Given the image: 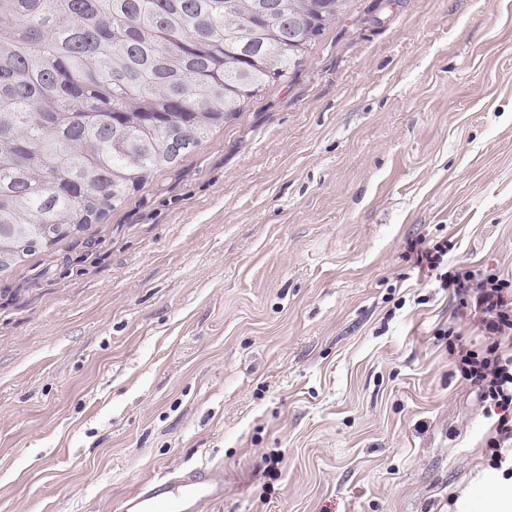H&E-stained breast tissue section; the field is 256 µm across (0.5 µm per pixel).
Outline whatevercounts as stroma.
<instances>
[{
  "label": "stroma",
  "mask_w": 512,
  "mask_h": 512,
  "mask_svg": "<svg viewBox=\"0 0 512 512\" xmlns=\"http://www.w3.org/2000/svg\"><path fill=\"white\" fill-rule=\"evenodd\" d=\"M512 281V0H353L295 78L78 241L0 274V512H501L448 359L477 325L405 255ZM224 499V470L201 467L164 473L117 503L119 512H204Z\"/></svg>",
  "instance_id": "35a3bbf8"
}]
</instances>
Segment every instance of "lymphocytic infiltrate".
Here are the masks:
<instances>
[{
	"instance_id": "1",
	"label": "lymphocytic infiltrate",
	"mask_w": 512,
	"mask_h": 512,
	"mask_svg": "<svg viewBox=\"0 0 512 512\" xmlns=\"http://www.w3.org/2000/svg\"><path fill=\"white\" fill-rule=\"evenodd\" d=\"M446 241L409 245L416 266L451 291L462 313L475 314L489 343L477 350L457 332L448 334V356L476 393L486 415L494 420V437L487 448V464L512 479V282L495 273L450 271Z\"/></svg>"
}]
</instances>
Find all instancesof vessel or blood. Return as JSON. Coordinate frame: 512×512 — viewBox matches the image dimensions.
<instances>
[{
    "instance_id": "vessel-or-blood-1",
    "label": "vessel or blood",
    "mask_w": 512,
    "mask_h": 512,
    "mask_svg": "<svg viewBox=\"0 0 512 512\" xmlns=\"http://www.w3.org/2000/svg\"><path fill=\"white\" fill-rule=\"evenodd\" d=\"M224 497V471L201 467L165 473L118 502L119 512H205Z\"/></svg>"
}]
</instances>
